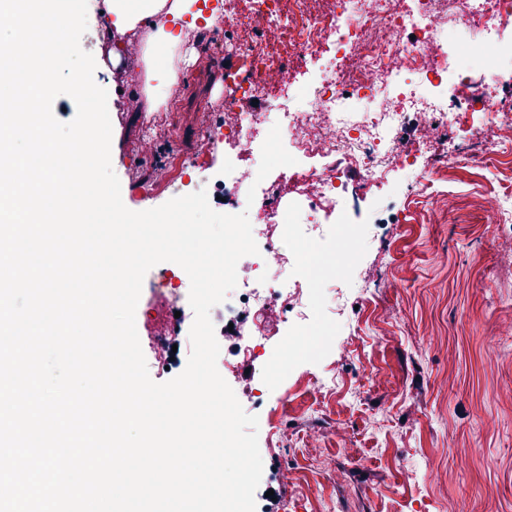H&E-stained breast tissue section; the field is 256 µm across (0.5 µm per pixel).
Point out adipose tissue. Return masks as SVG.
Returning a JSON list of instances; mask_svg holds the SVG:
<instances>
[{
  "label": "adipose tissue",
  "instance_id": "1",
  "mask_svg": "<svg viewBox=\"0 0 512 512\" xmlns=\"http://www.w3.org/2000/svg\"><path fill=\"white\" fill-rule=\"evenodd\" d=\"M107 29L124 34L143 27L148 31L141 57L149 77L169 79L175 59L185 58L179 28L189 11L190 0H101ZM165 14L168 27L158 28L154 19Z\"/></svg>",
  "mask_w": 512,
  "mask_h": 512
}]
</instances>
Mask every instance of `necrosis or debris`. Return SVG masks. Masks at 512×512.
<instances>
[{
    "instance_id": "1",
    "label": "necrosis or debris",
    "mask_w": 512,
    "mask_h": 512,
    "mask_svg": "<svg viewBox=\"0 0 512 512\" xmlns=\"http://www.w3.org/2000/svg\"><path fill=\"white\" fill-rule=\"evenodd\" d=\"M220 20L245 67L244 83L225 84L224 115L200 137L182 168L230 145L237 161L202 183L176 177L181 196L202 188L211 207L236 214L256 211L265 228H278L261 255L237 265L235 291L212 308L210 318L227 369L238 361L262 365L267 320L282 326V340L297 346L314 317L316 302L297 266L315 256L303 241L343 225L338 249L355 260L362 240L350 224L351 198L388 182L392 172L420 167L411 192L418 216L447 212L441 190L452 169L512 172V109L472 78L475 69L512 84V0H223ZM461 23L477 33L456 39ZM318 71L297 89L298 107L276 101L294 87L298 65ZM295 88V87H294ZM264 100V112H244L240 95ZM279 126L296 163L279 168L277 184L299 186L288 208L270 196L246 204L241 186L255 182L259 129ZM480 130L474 152L452 148L446 130Z\"/></svg>"
}]
</instances>
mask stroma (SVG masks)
Instances as JSON below:
<instances>
[{"label": "stroma", "instance_id": "35a3bbf8", "mask_svg": "<svg viewBox=\"0 0 512 512\" xmlns=\"http://www.w3.org/2000/svg\"><path fill=\"white\" fill-rule=\"evenodd\" d=\"M133 57L94 73L112 105L111 163L124 205L143 211L168 200L171 166L189 152L224 106V73L202 54L183 65L177 101L154 113L137 112ZM153 121L154 155L141 151L146 121ZM178 130L170 141L169 130ZM450 222L408 220L397 231L371 235L353 276L357 288L336 298L314 279L323 319L342 316L355 356L340 364L335 342L316 360L293 358L310 384L294 409L280 413L277 429L259 427L264 465L296 474L285 487L288 512H512V231L492 236L471 179L449 175ZM155 191L143 197L139 186ZM136 329L151 379L166 382L182 366L163 367L149 344L156 327H174L166 300L141 294ZM376 380H369V373ZM334 376L333 391L317 379ZM344 423L349 440L336 434ZM319 432L320 443L308 442ZM347 474L332 479L335 469Z\"/></svg>", "mask_w": 512, "mask_h": 512}]
</instances>
